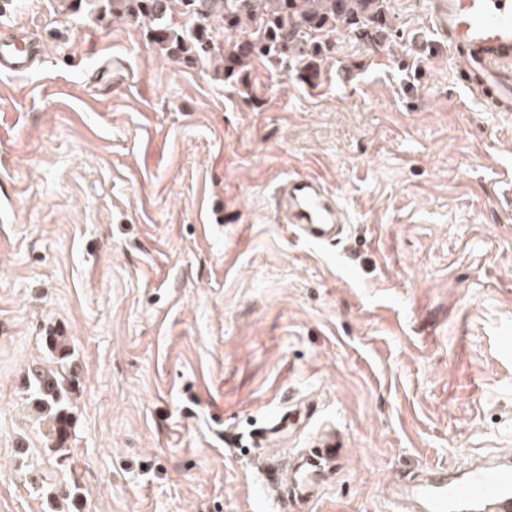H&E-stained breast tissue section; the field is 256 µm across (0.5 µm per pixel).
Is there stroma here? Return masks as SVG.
Wrapping results in <instances>:
<instances>
[{"mask_svg":"<svg viewBox=\"0 0 512 512\" xmlns=\"http://www.w3.org/2000/svg\"><path fill=\"white\" fill-rule=\"evenodd\" d=\"M388 21L383 46L337 31L313 88L170 59L107 0L0 12L42 46L0 73V512H279L277 460L328 431L345 455L309 512H388L396 477L512 453V114L427 0ZM295 174L340 197L339 242L277 223ZM52 334L66 457L25 391ZM73 473L77 500L50 497Z\"/></svg>","mask_w":512,"mask_h":512,"instance_id":"1","label":"stroma"}]
</instances>
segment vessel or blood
<instances>
[{
	"mask_svg": "<svg viewBox=\"0 0 512 512\" xmlns=\"http://www.w3.org/2000/svg\"><path fill=\"white\" fill-rule=\"evenodd\" d=\"M429 20L465 70L477 74L472 88L486 108L512 112V0H429ZM39 57L36 45L0 41V72H27ZM273 210L279 223L317 243L340 239L347 224L335 192L310 175L280 180ZM333 461L325 449L289 468L283 512H302L314 477ZM388 499L394 512H512V459L471 464L453 479L440 467L417 480L397 481Z\"/></svg>",
	"mask_w": 512,
	"mask_h": 512,
	"instance_id": "obj_1",
	"label": "vessel or blood"
}]
</instances>
